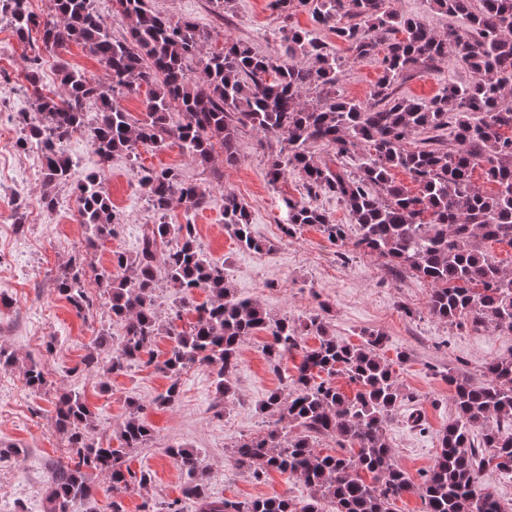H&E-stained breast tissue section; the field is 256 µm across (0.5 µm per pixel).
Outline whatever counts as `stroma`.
<instances>
[{
    "label": "stroma",
    "instance_id": "stroma-1",
    "mask_svg": "<svg viewBox=\"0 0 512 512\" xmlns=\"http://www.w3.org/2000/svg\"><path fill=\"white\" fill-rule=\"evenodd\" d=\"M269 0H233L223 17H216L209 0H150L151 7L173 18L188 17L213 35V47L225 38L251 45L266 55L277 54L274 30L292 22L307 28V11L291 20L278 17ZM30 53L7 24H0V150L14 151L16 182L0 183V225L9 227L6 239L11 251L0 256V350L14 355L9 365L0 364V512H47L50 476L55 465L65 462L68 439L54 425L59 396L69 391L83 394L95 415V434L114 437L134 397L145 406L144 416L154 430L148 447L132 451L131 470H148L147 487H132L122 493L126 512H149L163 502H177L182 512H197L194 500L182 490L185 474L167 455L170 445L194 450L210 474L213 496L233 501L257 497L289 496L303 499L306 486L275 471L261 477L239 468L233 454L243 439L265 432L273 418L261 407L270 392L283 388L285 377L294 375L301 353L271 363L262 346L266 333L246 337L239 349V367L234 376L235 394L223 399L216 391L210 371L193 366L179 378L180 397L171 407L154 405L169 380L151 366H134L125 372L100 378L82 370L99 331L120 340L123 330L112 318L107 296L91 289L93 313L83 316L55 291V280L67 261L82 249L89 234L81 224L78 205L70 188L56 191L54 207L42 199L41 163L38 156L17 151L14 112L27 107L23 70ZM69 66L89 73L103 67L81 47L42 54L44 84L56 85L57 70ZM469 70L448 58L432 66H419L402 81L403 94L419 99L435 95L444 82L463 84ZM261 134L246 129L239 136L240 160L225 166L215 156L213 166L223 169L224 184L212 188L209 206L197 212L198 242L208 258L222 262L237 297L254 299L277 316L302 321L328 303L327 321L339 342L360 343L364 332L382 333L383 358L396 372L404 395L388 428L394 458L413 482L432 467L438 449V433L452 417L451 389L443 374L455 366L476 382L483 381V367L498 356L512 354V334L490 328L457 327L431 317L425 310L430 292L427 282L413 276L395 277L381 258L354 251L351 244L330 242L317 227L305 226L293 236L282 233L283 201H312L335 223L346 225L348 236L356 234L347 209L328 194L308 198L299 173H288L277 186L265 178L267 152ZM174 169L183 180L207 184L209 168L183 154L178 146L155 151L140 149L137 160L115 155L106 188L120 222L116 234L96 252V265L110 266L114 253L132 256L138 250L142 227L151 223L145 191L133 166ZM236 194L248 207L254 236L267 244L261 252L240 249L224 227V195ZM26 202L27 220L15 226L10 203ZM415 309L414 317L402 306ZM54 351H47L48 340ZM42 363L48 384L30 389L24 369L30 362Z\"/></svg>",
    "mask_w": 512,
    "mask_h": 512
}]
</instances>
